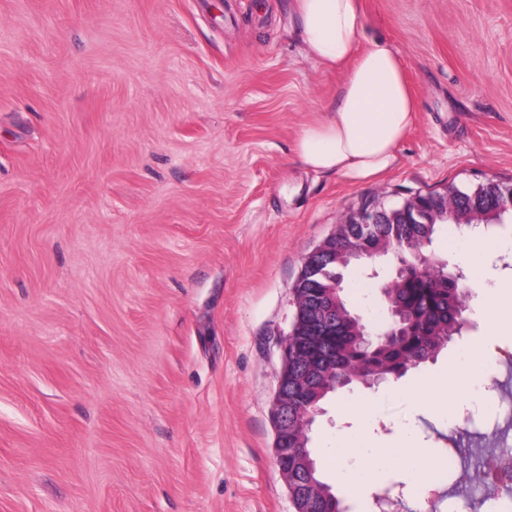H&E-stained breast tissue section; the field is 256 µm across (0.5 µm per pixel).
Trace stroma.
I'll return each mask as SVG.
<instances>
[{
  "label": "stroma",
  "instance_id": "35a3bbf8",
  "mask_svg": "<svg viewBox=\"0 0 512 512\" xmlns=\"http://www.w3.org/2000/svg\"><path fill=\"white\" fill-rule=\"evenodd\" d=\"M291 0H0V512H294L272 406L305 257L345 215L446 186L512 185V0H362L419 112L397 167L351 184L304 168L293 143L327 118L341 73L307 57ZM445 225L428 254L461 262ZM469 325L436 361L328 395L310 432L348 512L373 491L403 512H512L468 480L388 469L354 494L328 458L365 433H414L443 460L512 443V358L483 313L512 268L462 264ZM393 255L343 271L349 307L387 317ZM485 375L468 407L421 380ZM370 401L366 420L341 417ZM476 411L495 440L464 433Z\"/></svg>",
  "mask_w": 512,
  "mask_h": 512
}]
</instances>
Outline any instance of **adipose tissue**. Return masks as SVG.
Here are the masks:
<instances>
[{"label":"adipose tissue","mask_w":512,"mask_h":512,"mask_svg":"<svg viewBox=\"0 0 512 512\" xmlns=\"http://www.w3.org/2000/svg\"><path fill=\"white\" fill-rule=\"evenodd\" d=\"M292 7L306 55L343 75L332 116L302 128L294 146L298 159L311 171L352 183L383 178L397 166L417 112L401 60L385 42L366 38L361 0H293ZM393 467L422 471L437 464L411 433L394 450L356 439L336 452L342 480L358 477L369 485Z\"/></svg>","instance_id":"1"}]
</instances>
